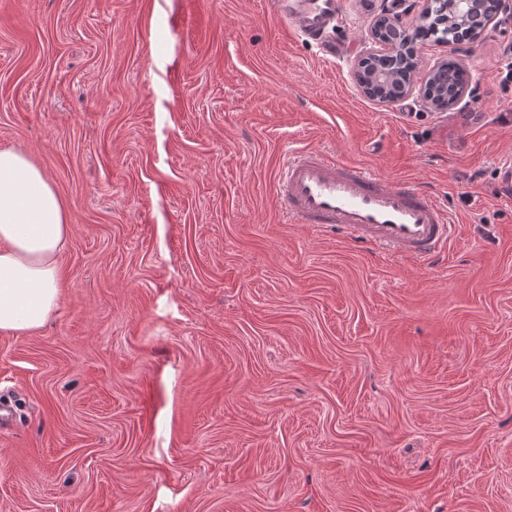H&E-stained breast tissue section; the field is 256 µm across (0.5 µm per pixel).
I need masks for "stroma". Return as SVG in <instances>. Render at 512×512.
<instances>
[{"instance_id":"obj_1","label":"stroma","mask_w":512,"mask_h":512,"mask_svg":"<svg viewBox=\"0 0 512 512\" xmlns=\"http://www.w3.org/2000/svg\"><path fill=\"white\" fill-rule=\"evenodd\" d=\"M270 0H0V148L66 202L58 307L0 331V512H512V18L476 98L380 104ZM313 147L425 187L434 265L286 223Z\"/></svg>"}]
</instances>
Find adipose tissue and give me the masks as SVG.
I'll use <instances>...</instances> for the list:
<instances>
[{"label": "adipose tissue", "mask_w": 512, "mask_h": 512, "mask_svg": "<svg viewBox=\"0 0 512 512\" xmlns=\"http://www.w3.org/2000/svg\"><path fill=\"white\" fill-rule=\"evenodd\" d=\"M66 204L26 153L0 149V331L33 332L61 296Z\"/></svg>", "instance_id": "1"}]
</instances>
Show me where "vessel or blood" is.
Returning a JSON list of instances; mask_svg holds the SVG:
<instances>
[{
	"label": "vessel or blood",
	"instance_id": "b4317fda",
	"mask_svg": "<svg viewBox=\"0 0 512 512\" xmlns=\"http://www.w3.org/2000/svg\"><path fill=\"white\" fill-rule=\"evenodd\" d=\"M284 27L316 42L323 55L336 49L328 35L338 22L336 0H273ZM279 202L293 224L335 228L354 246L419 262L445 256L455 224L446 207L423 188L392 181L314 148L281 164Z\"/></svg>",
	"mask_w": 512,
	"mask_h": 512
}]
</instances>
